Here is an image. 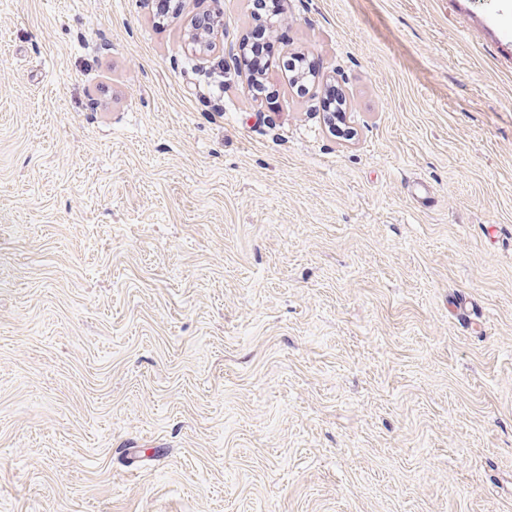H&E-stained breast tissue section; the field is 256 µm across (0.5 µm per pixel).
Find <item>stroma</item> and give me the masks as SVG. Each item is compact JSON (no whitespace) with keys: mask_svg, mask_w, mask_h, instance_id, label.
<instances>
[{"mask_svg":"<svg viewBox=\"0 0 512 512\" xmlns=\"http://www.w3.org/2000/svg\"><path fill=\"white\" fill-rule=\"evenodd\" d=\"M506 2L0 0V512H512ZM210 13L202 14L196 17L191 23V30L189 31V41L196 47H199L200 51L213 52L217 48L215 28L214 26H205L200 24V20L203 18L211 19ZM267 29L264 28L262 34L248 39L245 43L243 54L244 69L248 77H253L251 90L254 96H268L267 85L264 82L269 65L281 59V50L278 40L274 36L266 35ZM282 68L288 77L293 79L296 92L299 94L306 89L308 76L315 77V66L313 62L303 54H292L289 57H282ZM302 74V77L298 75ZM307 75V77H305ZM345 104L346 99L341 97V95L330 87L327 91L326 97L322 102L323 111L327 113V118L330 122H333V126H338L345 124L343 121V115L345 114Z\"/></svg>","mask_w":512,"mask_h":512,"instance_id":"1","label":"stroma"}]
</instances>
